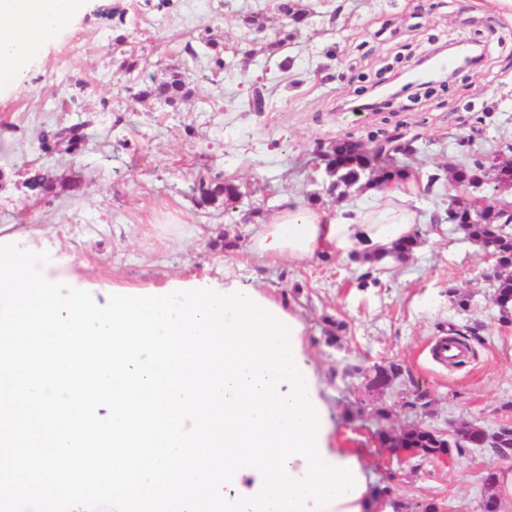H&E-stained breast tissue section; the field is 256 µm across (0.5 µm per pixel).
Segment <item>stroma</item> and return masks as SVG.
Here are the masks:
<instances>
[{"mask_svg":"<svg viewBox=\"0 0 512 512\" xmlns=\"http://www.w3.org/2000/svg\"><path fill=\"white\" fill-rule=\"evenodd\" d=\"M305 17L287 23L274 0H89L55 40L38 45L25 78L0 87V237L48 253V279L87 291L146 290L191 275L255 284L306 331L308 355L324 378L330 447L360 452L368 512H480L483 478L496 455L466 447L448 462H397L377 437L421 422L442 432L468 422L486 432L512 424V323L501 320L485 251L448 219L471 195L488 204L512 193L484 182L452 183L448 172L473 155L512 157V8L493 0H294ZM262 18V28L247 25ZM211 29L224 67L196 38ZM289 39L276 51L281 31ZM483 44L477 68L445 86L404 94L382 110L360 105L374 83L448 42ZM194 52H187V45ZM137 60L132 72L119 68ZM181 74L190 94L168 105L138 95L149 80ZM266 97L254 111V89ZM78 126V144L58 130ZM415 151L401 185L415 205L420 246L408 260L376 269L326 248L314 258L254 255L260 224L283 197L335 213L375 205L367 192L331 193L320 153L332 142L362 144L394 133ZM46 175L56 190L28 186ZM223 175L244 195L230 210L200 207L195 181ZM236 242L221 246L223 235ZM470 296L460 308L449 289ZM477 331L463 361L443 366L431 346ZM404 366L391 388L367 389L373 364ZM391 413L385 424L372 414ZM389 495L375 496L376 488Z\"/></svg>","mask_w":512,"mask_h":512,"instance_id":"35a3bbf8","label":"stroma"}]
</instances>
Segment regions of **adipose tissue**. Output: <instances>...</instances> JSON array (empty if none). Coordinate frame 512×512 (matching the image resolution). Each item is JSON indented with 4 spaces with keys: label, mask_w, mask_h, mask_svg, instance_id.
Masks as SVG:
<instances>
[{
    "label": "adipose tissue",
    "mask_w": 512,
    "mask_h": 512,
    "mask_svg": "<svg viewBox=\"0 0 512 512\" xmlns=\"http://www.w3.org/2000/svg\"><path fill=\"white\" fill-rule=\"evenodd\" d=\"M87 0H0V84L19 83L32 49L65 29L84 11ZM414 213L399 192L386 193L375 209L352 216L299 206L283 200L270 223L253 238L266 259L303 260L331 246L348 253H380L413 235Z\"/></svg>",
    "instance_id": "1"
}]
</instances>
